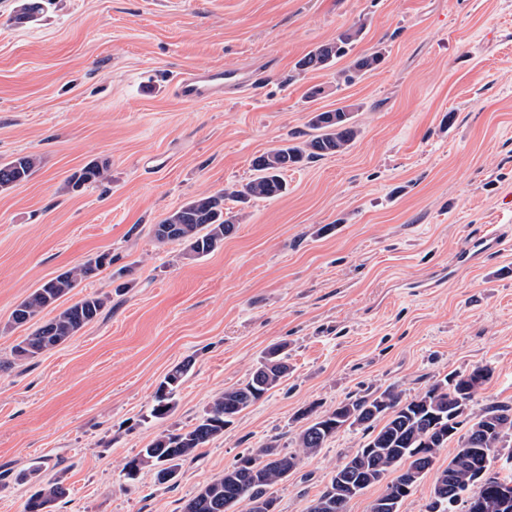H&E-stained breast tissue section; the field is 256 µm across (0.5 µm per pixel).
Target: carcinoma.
<instances>
[{
	"label": "carcinoma",
	"instance_id": "obj_1",
	"mask_svg": "<svg viewBox=\"0 0 512 512\" xmlns=\"http://www.w3.org/2000/svg\"><path fill=\"white\" fill-rule=\"evenodd\" d=\"M364 24L355 23L336 33V37L309 52L297 63L298 69L323 70L334 66L349 55L359 40ZM384 57L380 52L361 55L336 70V85H351L367 73L377 69ZM358 108L353 105L330 111L308 113V138L288 142L271 149L251 161L252 179L242 184H232L214 194L194 197L172 211L161 223L154 225L153 236L159 243L180 241L186 244V255L191 258L206 256L233 234L238 223L227 204L245 206L256 199H276L287 190L285 174L290 168L301 167L325 156L343 153L350 149L360 135L355 120ZM40 160L33 154H19L12 160L0 162V191L11 189L29 179L38 169ZM108 162H90L75 170L66 180V187L76 191L88 184L107 178ZM114 259L109 252H102L85 263L69 268L43 283L16 305L11 313V323L25 325L47 309L56 310L57 302L71 293L80 283L110 267ZM108 297L102 294L87 295L57 313L14 346V359L30 362L75 336L92 323L104 308ZM284 362L282 347L269 350L249 380L239 386L227 388L210 403L204 415L191 428L171 432L160 431L147 446L126 461L125 476L135 478L142 470L155 471V476L167 472L175 479L181 464L211 439L224 433L241 411L262 399L276 387L284 374L273 367ZM484 375L476 382L468 374H457L436 381L423 393L413 398H402L395 388L367 396L350 398L342 406L343 414L333 410L323 415L315 414L314 407L303 409L298 418L305 421L297 437L301 454H287L277 446L267 444L254 448L224 470V475L202 487L185 506V512H236V506L270 496L269 489L288 476L300 463L301 457L315 455L324 444L343 427H360L368 432L363 447L351 454L360 464L350 470L349 461L336 468L329 486L312 501L308 512H346L348 502L364 489L381 482L391 471L398 470L386 489L403 480L413 487L420 479L424 466L416 458L417 449L424 443L448 430L460 431L464 416L475 393L490 379L491 370L483 366ZM188 366L183 364L171 370L159 383L152 400L149 417L155 421L166 420L175 408V396ZM384 420L382 426L376 422ZM470 426L458 438L457 455L448 467L437 474L433 498L440 504L438 512H451L458 503L494 500L485 483L474 479L472 468L491 469L494 457L485 454L487 448H500L507 438H512V407L491 406L469 419ZM343 477L354 492L343 489L340 506L331 507V491L336 489V479ZM67 489L59 481L52 482L33 494L25 505V512H42L64 497Z\"/></svg>",
	"mask_w": 512,
	"mask_h": 512
}]
</instances>
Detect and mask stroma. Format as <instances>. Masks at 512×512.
<instances>
[{"label": "stroma", "mask_w": 512, "mask_h": 512, "mask_svg": "<svg viewBox=\"0 0 512 512\" xmlns=\"http://www.w3.org/2000/svg\"><path fill=\"white\" fill-rule=\"evenodd\" d=\"M0 0V162L33 154L0 193V512L63 480L52 512H184L249 449L296 450L298 411H333L389 387L403 397L478 365L471 413L512 406V237L482 264L459 255L486 225L512 226V0H53L30 20ZM354 55L377 70L337 86L296 62L356 22ZM263 76L223 100L176 97L179 72ZM318 96H311V89ZM359 105L344 154L289 170L288 192L252 201L235 233L188 259L152 227L185 201L253 176V157L308 131L310 111ZM106 180L65 181L92 161ZM111 268L61 299L105 293L65 344L16 363L31 325L17 303L99 253ZM283 345L288 374L158 484L123 467L164 429ZM192 366L173 413L157 385ZM366 433L342 428L273 488L307 512ZM30 481L18 482L22 471ZM39 164V158L33 154H19L8 162H0V191H7L29 179ZM188 371V365H179L171 370L159 383L152 400L149 417L155 421L166 420L175 408V396L184 376Z\"/></svg>", "instance_id": "35a3bbf8"}]
</instances>
